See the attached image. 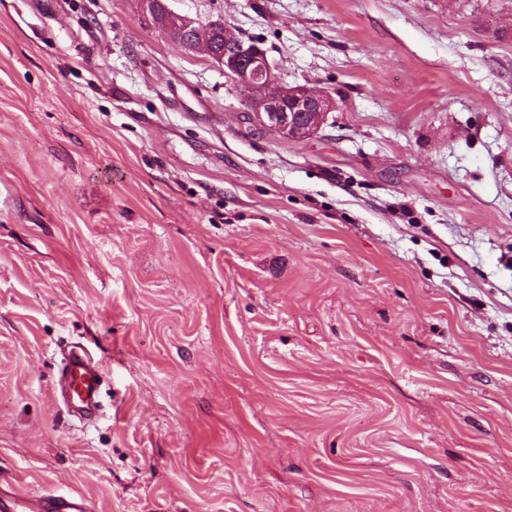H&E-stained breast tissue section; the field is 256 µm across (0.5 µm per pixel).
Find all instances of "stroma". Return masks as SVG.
<instances>
[{
	"label": "stroma",
	"mask_w": 512,
	"mask_h": 512,
	"mask_svg": "<svg viewBox=\"0 0 512 512\" xmlns=\"http://www.w3.org/2000/svg\"><path fill=\"white\" fill-rule=\"evenodd\" d=\"M167 5L334 107L258 135L141 0H0V491L512 512V0ZM62 377L67 404L89 414L97 407L100 375L84 351H73L64 365Z\"/></svg>",
	"instance_id": "1"
}]
</instances>
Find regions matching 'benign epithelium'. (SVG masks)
<instances>
[{
	"mask_svg": "<svg viewBox=\"0 0 512 512\" xmlns=\"http://www.w3.org/2000/svg\"><path fill=\"white\" fill-rule=\"evenodd\" d=\"M210 57L224 70V77L248 96L249 119L259 132L301 140L317 133L333 108V100L324 93L280 84L263 49L227 32L224 49L210 52Z\"/></svg>",
	"mask_w": 512,
	"mask_h": 512,
	"instance_id": "obj_1",
	"label": "benign epithelium"
}]
</instances>
